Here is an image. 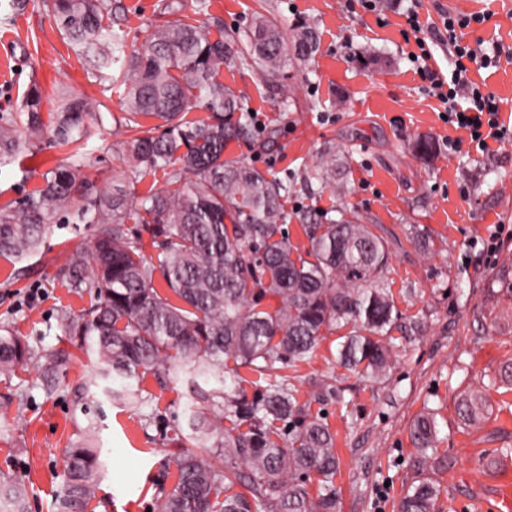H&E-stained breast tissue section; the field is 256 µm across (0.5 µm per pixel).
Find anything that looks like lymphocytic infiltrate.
I'll return each mask as SVG.
<instances>
[{"label":"lymphocytic infiltrate","instance_id":"obj_1","mask_svg":"<svg viewBox=\"0 0 512 512\" xmlns=\"http://www.w3.org/2000/svg\"><path fill=\"white\" fill-rule=\"evenodd\" d=\"M480 15L446 16L441 26L432 28L435 41L445 44L453 59L454 68L450 78H442L431 69L430 50L422 38L423 28L416 13H409L407 23L411 32L416 33V44L421 47V62L416 69L421 79L430 83L438 98L444 103L448 123L455 129L465 131L475 147L487 148L489 141L503 140L506 129L499 122V105L493 92L483 89L469 77L471 66H490L499 61L501 47L485 49L482 45L464 44L458 37V30L483 23Z\"/></svg>","mask_w":512,"mask_h":512}]
</instances>
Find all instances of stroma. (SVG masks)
<instances>
[{
    "mask_svg": "<svg viewBox=\"0 0 512 512\" xmlns=\"http://www.w3.org/2000/svg\"><path fill=\"white\" fill-rule=\"evenodd\" d=\"M9 2L0 0V115L16 112L34 84L45 115L58 112L62 93L85 95L103 124L79 156L93 176L107 181L120 165L116 144L126 137L114 122L122 114L118 94L73 52L41 0H28L22 11ZM166 2L112 0L110 21L127 32V49L164 23ZM183 2L184 21L221 18L228 36L246 29L256 12L287 29L298 22L316 28L320 50L314 62L288 70L290 105L257 70L222 69L221 80L252 111L257 139L253 145L231 143L226 153L246 156L278 176L317 164L328 148L347 157L342 178L349 194L319 193L300 182L285 207L292 214L342 207L374 225L389 243L386 277L395 304L404 319L422 325L417 334L393 330L394 365L384 380L370 383L341 366L333 333L294 374L301 399L310 400L312 413L322 414L336 436V512H397L416 474L410 426L427 407L439 423V451L454 461L433 474L441 488L437 512H474L475 502L511 493L512 458L495 475L484 473L481 461L494 449L512 448V392L492 393L495 409L479 430L460 424L455 402L471 382L512 357V328L505 322L512 307L486 298L494 272L512 266V236L499 238L496 250L488 248L500 225L512 226V58L470 73L499 98L507 139L483 151L466 145L453 152L448 142L459 132L415 71L410 56L418 47L405 36V14L417 10L428 27L448 13L482 14L485 22L466 29L465 42L512 48V0H380L374 12L359 0ZM313 100L324 102V109H309ZM419 136L435 141L434 157L411 151L410 141ZM79 156L45 131L32 151L0 160V206L39 189L52 169ZM411 224L430 237L429 252L408 241ZM94 233L89 224L60 222L51 225L38 252L0 256V327L39 350L67 346L60 319L89 307L91 297L71 292L56 271L68 250L89 245ZM314 381L335 385L339 398L312 400ZM38 383L33 366L0 375V471L25 483L28 512H58L65 451L91 420L106 466L93 512H148L168 453L162 430L184 423L186 384L163 389L150 377L144 383L152 395L148 403L122 404L100 391L85 410L70 395L46 397ZM152 412L155 422L143 427L142 415Z\"/></svg>",
    "mask_w": 512,
    "mask_h": 512,
    "instance_id": "stroma-1",
    "label": "stroma"
}]
</instances>
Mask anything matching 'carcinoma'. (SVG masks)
<instances>
[{
	"mask_svg": "<svg viewBox=\"0 0 512 512\" xmlns=\"http://www.w3.org/2000/svg\"><path fill=\"white\" fill-rule=\"evenodd\" d=\"M71 48L97 72L117 71L112 87L124 102L115 122L130 136L117 143L125 168L111 176L112 190L96 183L85 166L59 167L46 184L15 205L0 209V256L23 258L44 243L49 226L82 206L76 219L97 226L93 243L73 250L57 276L76 294H94L90 307L66 314L61 328L69 347L36 353L26 341L0 334V374L10 376L32 359L48 397L65 392L87 406L91 388L119 401L149 400L133 388L149 376L159 385H187V427L164 433L174 447L176 475L160 484L156 512H336V437L282 370L309 362L325 334L346 328L338 359L346 369L378 381L393 365L390 331L400 318L384 277L389 251L370 224L338 210L297 216L307 245L289 239L283 200L294 180L260 170L246 159L226 157L232 142L253 139L252 118L236 92L219 81L220 69L238 63L265 76L308 64L319 47L306 25L286 38L279 23L256 16L249 29L222 36L223 21L180 19L152 31L125 53L126 34L104 19L110 0H43ZM41 91L29 89L21 111L0 116V159L40 138ZM201 106L209 115L187 120ZM162 121L157 135L138 118ZM102 125L91 100L66 94L54 117L59 144L85 143ZM412 150L428 159L436 143L427 137ZM161 171L164 187L149 189L138 203L128 198L139 167ZM304 182L336 188V152L305 168ZM149 237L156 256L144 254ZM488 297L512 301V267H501L487 284ZM94 355L99 373L71 387L61 377L75 351ZM512 392V358L489 378L457 397L462 424L483 428L492 414L490 389ZM94 424L72 444L60 512H87L104 464L93 447ZM409 437L417 477L399 512H436L440 488L430 476L450 465L438 453L434 413L413 421ZM512 450L482 461L495 473ZM0 512H28L24 486L0 474Z\"/></svg>",
	"mask_w": 512,
	"mask_h": 512,
	"instance_id": "cac0c4a2",
	"label": "carcinoma"
}]
</instances>
